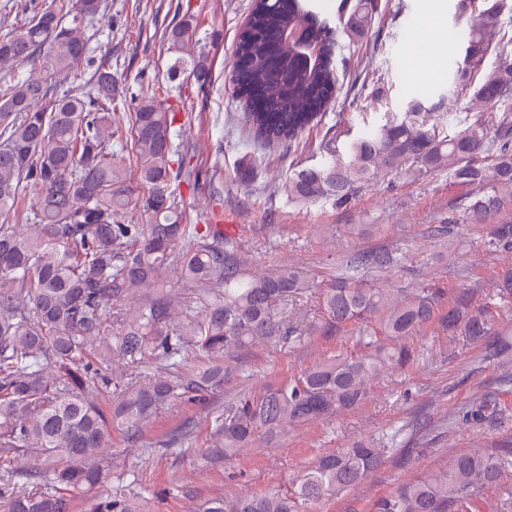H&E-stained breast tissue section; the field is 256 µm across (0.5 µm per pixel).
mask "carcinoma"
Instances as JSON below:
<instances>
[{"instance_id": "cac0c4a2", "label": "carcinoma", "mask_w": 512, "mask_h": 512, "mask_svg": "<svg viewBox=\"0 0 512 512\" xmlns=\"http://www.w3.org/2000/svg\"><path fill=\"white\" fill-rule=\"evenodd\" d=\"M253 0L249 61L232 74L238 97L252 111L246 121L257 140L279 146L320 122L337 91L335 31L320 22L311 0ZM103 0H49L0 39V65L31 67L27 77L0 84V216L18 210L24 193L36 197L32 223L21 233L0 224V496L6 512H71L74 500L112 480L105 450L118 431L140 440L144 427L177 400L224 388L235 360L255 340L277 336L271 311L309 291L312 280L292 266L258 278L242 276L231 240L209 239L184 223L176 196L183 162L176 143V113L137 97L129 123L115 112L119 90L112 57L91 55L85 27ZM501 0H460L462 14L477 13L464 36L462 62L448 93L469 91L491 104L512 106V36L494 46L486 26L498 22ZM372 0L340 18L352 39L369 29ZM196 35L190 19L171 30L173 70L198 78L206 59L180 53ZM498 53V65L484 67ZM81 62L92 68L85 85L67 83ZM420 101L391 112L367 133L326 145L323 163L296 169L283 184L291 202L330 197L347 202L355 188L377 176L410 172L448 177L478 188L460 212L430 226L434 238H453L455 225L480 224L512 197V126L496 130L475 121L453 133L427 115ZM131 142L141 197L125 184L112 143ZM494 158L492 174L481 161ZM140 211L144 222H119L121 211ZM194 241L185 251L178 246ZM488 248L512 249V224H498ZM403 245L348 256L322 297L329 329L358 326V350H339L315 365L224 404L216 420L230 461L258 437L273 439L289 427L353 409L388 370L418 361L399 341L418 335L436 318L439 290L426 283L399 299L368 283L371 272L401 266ZM179 269L195 285L182 298L159 286L137 296L161 273ZM224 285V289L217 285ZM494 321L461 300L442 327L466 341L486 343ZM204 365H187L185 353ZM385 449L356 441L318 456L291 487L261 495L208 500L202 512H317L319 503L360 484L384 459ZM136 480L117 478L109 499L93 512H146ZM512 512V449L469 448L448 468L425 472L377 502L375 512Z\"/></svg>"}]
</instances>
